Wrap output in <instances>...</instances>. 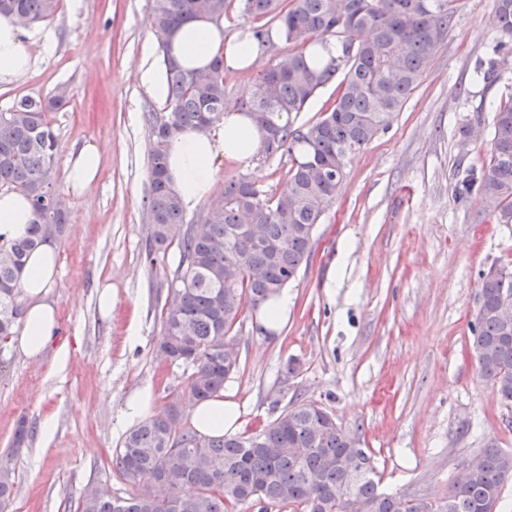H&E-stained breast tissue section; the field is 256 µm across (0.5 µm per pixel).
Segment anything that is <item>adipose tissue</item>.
I'll return each mask as SVG.
<instances>
[{
	"mask_svg": "<svg viewBox=\"0 0 512 512\" xmlns=\"http://www.w3.org/2000/svg\"><path fill=\"white\" fill-rule=\"evenodd\" d=\"M33 31L20 26L9 15H0V84L24 77L33 58L28 42ZM168 52L187 70L207 66L216 56L227 65L247 68L258 59L261 49L251 40L225 35L223 22L198 18L184 23L169 38ZM264 134L252 119L239 112L224 114L209 130L186 128L176 133L168 149V173L181 205L194 210L217 191L214 160L247 162L262 153ZM100 154L96 144L85 143L65 161L66 180L76 192L88 189L97 178ZM34 220L29 199L21 193L0 190V236L24 237ZM59 276L55 245L37 249L28 259L22 283L25 300L22 327L16 337L19 351L29 358L41 356L58 334L56 309L48 294ZM195 428L204 434L234 432L240 426L237 403L217 396L192 404Z\"/></svg>",
	"mask_w": 512,
	"mask_h": 512,
	"instance_id": "obj_1",
	"label": "adipose tissue"
}]
</instances>
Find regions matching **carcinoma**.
Listing matches in <instances>:
<instances>
[{
  "mask_svg": "<svg viewBox=\"0 0 512 512\" xmlns=\"http://www.w3.org/2000/svg\"><path fill=\"white\" fill-rule=\"evenodd\" d=\"M154 32L168 75L165 112L148 115L151 193L149 252L173 245L179 263L170 282L172 299L162 309L158 354L192 368L187 390L205 400L224 390L239 357L224 345L236 341L233 329L244 309L260 308L295 279L307 262L317 224L335 200L351 159L389 126L419 86L429 61L448 38L453 0H153ZM60 0H0V12L23 27L54 18ZM258 22L252 37H268L274 22L297 51L264 69L247 100L228 97L224 60L205 72L187 71L168 54L175 25L198 15L230 19L231 13ZM492 23L499 46L512 42V0H494ZM336 55L321 64L327 38ZM344 73L332 108L316 122L295 126L320 88ZM66 103L64 93L47 98L22 96L0 112V188L30 198L35 221L29 235L0 236V351L7 347L22 315V282L27 256L63 233L66 209L40 205L51 175L57 140L48 113ZM253 118L274 145L268 158L288 153L292 165L282 191L267 197L241 176L215 199L204 224L193 231L171 186L167 152L172 137L191 127L209 129L224 112ZM491 161L481 175L467 172L461 193L479 196L498 222L512 224V97L493 117ZM262 227L264 240L247 239ZM512 298V267L483 273L471 322V349L480 377L502 403L512 406V323L497 314L500 300ZM345 430L313 403L292 406L248 437H205L185 427L174 404L131 428L112 456V469L134 488L125 498L95 487L84 491L78 512H232L257 502L261 512H361L381 507L371 456L348 447ZM300 454L290 455L288 449ZM359 459V476L338 463ZM466 484L448 487L439 500L414 504L397 497L395 512H497L504 485L512 481V452L492 441L477 454Z\"/></svg>",
  "mask_w": 512,
  "mask_h": 512,
  "instance_id": "obj_1",
  "label": "carcinoma"
}]
</instances>
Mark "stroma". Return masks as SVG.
<instances>
[{
    "label": "stroma",
    "mask_w": 512,
    "mask_h": 512,
    "mask_svg": "<svg viewBox=\"0 0 512 512\" xmlns=\"http://www.w3.org/2000/svg\"><path fill=\"white\" fill-rule=\"evenodd\" d=\"M493 8L494 0H457L420 85L348 164L308 264L287 285L292 304L281 329L263 334L249 309L234 328L240 363L224 395L240 406L239 435L295 402L314 403L368 448L379 488L391 495L447 496L488 439L512 452V407L480 379L470 348L480 275L512 262V224L456 191L467 170L488 168L494 109L512 96V66L492 85L476 75L499 40ZM152 19L153 0H61L56 17L37 26L53 34L52 51L32 42L31 70L0 85V111L23 95L62 90L67 98L49 115L68 208L49 298L69 354L62 364L55 347L36 360L11 345L0 352V461L14 486L5 512H77L90 486L126 494L112 455L132 427L127 402L146 393L156 411L190 405V367L157 354L179 254L172 247L147 258V116L158 106L137 73L162 60ZM291 50L279 40L256 68L226 70L230 96L247 98L258 70ZM88 141L100 148L98 177L76 194L63 163ZM289 165L285 155L215 163L219 185L243 176L269 197L281 192ZM104 284L114 300L108 317L97 307ZM22 420L31 432L18 446Z\"/></svg>",
    "instance_id": "stroma-1"
}]
</instances>
